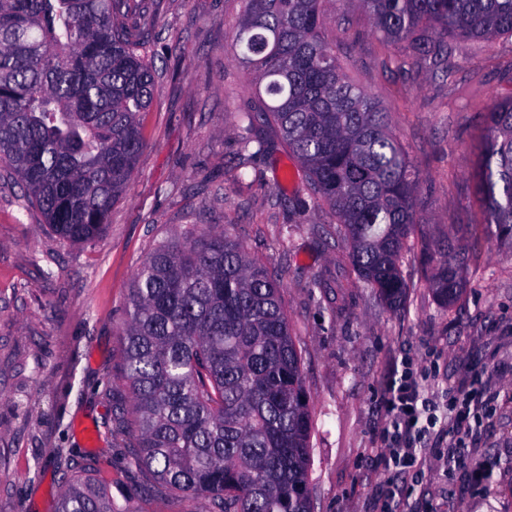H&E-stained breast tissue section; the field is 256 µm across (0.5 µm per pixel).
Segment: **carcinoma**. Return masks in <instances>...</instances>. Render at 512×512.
<instances>
[{
  "instance_id": "carcinoma-1",
  "label": "carcinoma",
  "mask_w": 512,
  "mask_h": 512,
  "mask_svg": "<svg viewBox=\"0 0 512 512\" xmlns=\"http://www.w3.org/2000/svg\"><path fill=\"white\" fill-rule=\"evenodd\" d=\"M330 0H245L231 52L266 95L240 112V152L271 129L304 167L349 246L356 278L404 304L400 263L420 237L425 283L443 307L465 291V252L421 231L422 178L387 112L343 73L326 35ZM388 42L448 76L452 41L512 36V0H358ZM138 0H0V166L63 240L103 235L145 142L155 71L140 52ZM482 233L512 249V96L482 116ZM130 470L205 496L211 512H311L314 420L280 282L222 224L161 243L134 276L123 325ZM58 512H115L106 486L72 478Z\"/></svg>"
}]
</instances>
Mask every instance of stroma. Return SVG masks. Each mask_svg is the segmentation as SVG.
<instances>
[{"label": "stroma", "instance_id": "35a3bbf8", "mask_svg": "<svg viewBox=\"0 0 512 512\" xmlns=\"http://www.w3.org/2000/svg\"><path fill=\"white\" fill-rule=\"evenodd\" d=\"M152 15L146 147L105 233L91 244L62 240L17 183L0 179V512H57L58 448L74 475L88 469L110 486L119 512H210L207 498L151 491L149 476L129 470L133 440L113 429L116 403L105 394L127 392L122 323L135 270L195 224L227 225L283 283L315 422L314 512H379L392 488L408 512H512V250L486 238L467 245L466 292L448 309L425 288L416 253L401 264L404 307L355 280L314 288L335 278L348 246L284 144L239 162L238 114L255 101L230 50L242 0H155ZM328 35L422 173L425 233L450 236L481 220L479 116L512 96V37L453 43L442 79L382 39L353 0H337ZM406 361L422 368L439 406L470 388L487 398L453 469L440 461L442 434L427 439L418 475L398 473L382 451L387 389ZM474 458L484 464L478 480Z\"/></svg>", "mask_w": 512, "mask_h": 512}]
</instances>
